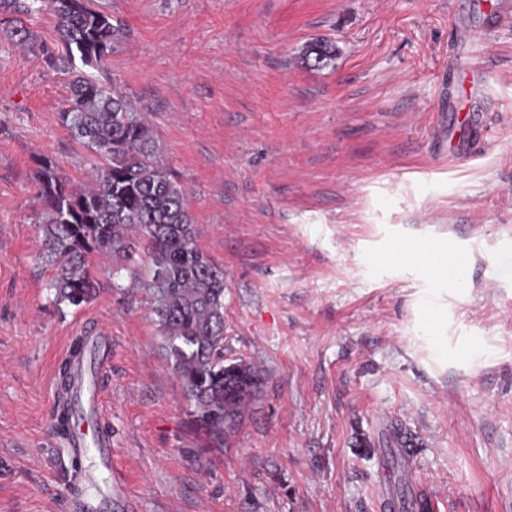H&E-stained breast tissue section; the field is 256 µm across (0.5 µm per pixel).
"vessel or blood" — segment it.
Masks as SVG:
<instances>
[{
    "mask_svg": "<svg viewBox=\"0 0 512 512\" xmlns=\"http://www.w3.org/2000/svg\"><path fill=\"white\" fill-rule=\"evenodd\" d=\"M89 344V349L83 353L71 350L65 353L70 368L65 399L74 415H93L96 428L90 435L80 429L70 431L66 446L71 456H88L94 460L95 469L84 473V482L94 481L100 471L109 473L110 478L97 494L83 496L78 507L80 512H135L136 505L123 477L112 470V428L106 422L103 405V384L112 358V339L102 335L90 339Z\"/></svg>",
    "mask_w": 512,
    "mask_h": 512,
    "instance_id": "1",
    "label": "vessel or blood"
}]
</instances>
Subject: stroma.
<instances>
[{
	"mask_svg": "<svg viewBox=\"0 0 512 512\" xmlns=\"http://www.w3.org/2000/svg\"><path fill=\"white\" fill-rule=\"evenodd\" d=\"M492 0H100L123 35L91 75L151 124L197 243L224 270V356L264 378L223 447L161 348L150 263L92 259L56 304L36 176L97 157L60 114L49 7L0 0V512H76L57 431L75 337L112 335L115 462L140 512H512V8ZM474 33L458 45L459 31ZM325 40L323 67L303 47ZM485 145L449 155L469 115ZM445 252V275L422 253Z\"/></svg>",
	"mask_w": 512,
	"mask_h": 512,
	"instance_id": "35a3bbf8",
	"label": "stroma"
}]
</instances>
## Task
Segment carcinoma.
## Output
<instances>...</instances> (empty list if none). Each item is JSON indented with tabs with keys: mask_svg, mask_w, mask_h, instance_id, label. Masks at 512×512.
<instances>
[{
	"mask_svg": "<svg viewBox=\"0 0 512 512\" xmlns=\"http://www.w3.org/2000/svg\"><path fill=\"white\" fill-rule=\"evenodd\" d=\"M57 46L53 60L73 76L74 100L60 114L74 138L96 154V184L81 192L55 163L41 162L39 230L57 275L50 287L59 305L79 306L95 294L94 255L131 263L140 246L149 257L154 314L167 359L177 375L195 427L214 443L255 395L261 376L246 361H224V271L197 245L185 190L158 159L153 129L115 83L91 79L119 28L95 0H52ZM333 44L308 43L304 59L325 65Z\"/></svg>",
	"mask_w": 512,
	"mask_h": 512,
	"instance_id": "carcinoma-1",
	"label": "carcinoma"
}]
</instances>
